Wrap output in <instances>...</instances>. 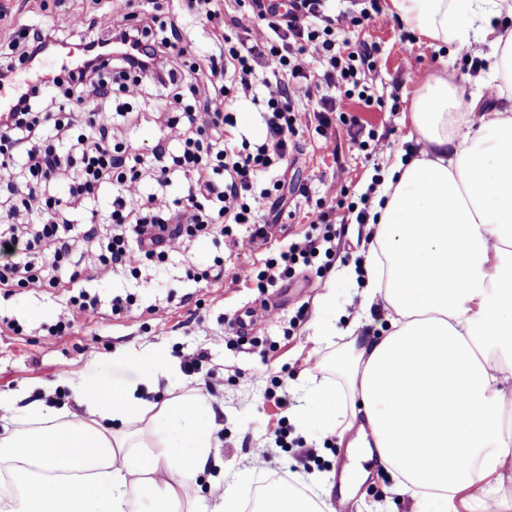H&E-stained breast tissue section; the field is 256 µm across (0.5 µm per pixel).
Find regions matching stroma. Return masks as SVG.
Wrapping results in <instances>:
<instances>
[{"instance_id":"1","label":"stroma","mask_w":512,"mask_h":512,"mask_svg":"<svg viewBox=\"0 0 512 512\" xmlns=\"http://www.w3.org/2000/svg\"><path fill=\"white\" fill-rule=\"evenodd\" d=\"M7 16L0 21V35L11 36L20 24L45 16L60 29H67L71 15H90L102 10L101 0H0ZM352 45H376V67L367 83L379 107L367 110L356 101L342 104L356 115L365 131L373 132L378 145L362 149L345 126L336 129V152L320 148L321 137L310 121H303L297 146L282 178L278 204L267 206L273 219L271 238L247 248L226 246L214 235L191 242L185 252L170 256L161 269L143 271L141 278L114 275L87 282L86 288L99 300L98 311L82 314L75 328L65 336L45 335L42 327L68 315L61 290L25 288L0 296V318L23 323L26 333L14 335L0 325V392L27 387L32 398L61 407L68 402L69 387L94 376L115 373L113 354L134 349L162 351L177 370L174 378H159L151 401L161 403L187 394L189 380L179 365L183 355L202 351L207 384L196 390L211 404L219 423L214 433L218 443L213 454L219 460L225 490L237 489L244 472L252 474L253 490L270 483L291 481L299 476L339 483L348 464L347 448L337 435L325 432L317 422L301 423L274 399L297 397L312 381L335 385L340 396L348 390L343 375L336 371L337 355L345 353L348 339L334 338L315 346L312 341L317 308L324 296H331L342 317L340 327L356 325L358 334L378 335L388 327L383 309L362 313V282H342L331 287L336 271L344 267L363 268L368 248L364 225L347 210H337L335 243L341 256L333 267L317 270L296 267L292 276L269 288H256L249 278L270 254L302 241L315 219L316 202L327 183L337 182L349 191L350 200L375 193L383 172L398 150L412 148L410 112L414 96L424 77L442 72L468 94L480 95L483 103H500L496 83L484 82L487 68H472L461 48L438 50L424 38L398 22L375 19L353 28ZM130 107L139 114L138 126L128 137L140 153H150L160 136L158 100H134ZM224 259V275L211 283H197L188 275L190 266L202 267L214 256ZM135 294L143 315L113 319L108 315L111 300ZM272 298L277 308L272 320L258 330V344L235 342L237 322L262 300ZM288 429L287 447H279L273 431ZM267 454L265 468L254 469L259 454ZM366 470L365 481L351 490L349 512H410L413 500L397 480L378 465L359 460Z\"/></svg>"}]
</instances>
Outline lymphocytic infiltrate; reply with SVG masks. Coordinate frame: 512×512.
Listing matches in <instances>:
<instances>
[{
    "label": "lymphocytic infiltrate",
    "mask_w": 512,
    "mask_h": 512,
    "mask_svg": "<svg viewBox=\"0 0 512 512\" xmlns=\"http://www.w3.org/2000/svg\"><path fill=\"white\" fill-rule=\"evenodd\" d=\"M363 2L359 11L336 13L327 9V0H288L284 12L276 0H180V9L209 26L210 49L191 63L173 53L169 38H154V29L165 25L155 11L134 14L119 0H110L94 17L73 16L71 28L83 33L73 46L53 24L21 25V63L73 52L83 68L78 76L54 79L53 90L65 101L58 110H38L43 90L37 85L17 97L11 111L0 112V218L8 220L0 244L21 246L24 253L21 260L0 264V292L64 288L70 314L47 329L48 335L64 336L74 327V314L98 306L79 291L81 279L106 278L117 270L136 276L145 267H160L191 237L218 232L241 248L267 238L269 226L261 218L281 187L272 174L288 162L301 113L312 114L321 147L330 151L337 90L356 86L365 108L376 104L359 78L360 69H373L374 48L336 41L378 8V0ZM116 87L124 102L142 98L151 87L161 90L164 134L150 154L138 153L101 108ZM189 95L197 106L185 105ZM237 100L259 106L265 125L260 141L230 137L237 119L228 104ZM124 102L116 113L135 125L138 115ZM176 173L188 186L172 202L165 189ZM149 180L156 191H146ZM107 188L116 193L104 219L110 235L100 236L96 224L85 225V238L98 242L96 258L60 280L58 270L71 259L66 229ZM332 216V210L319 214L317 237L266 259L255 273L258 287L287 277L298 264L332 256ZM239 224L249 225L247 239L233 238Z\"/></svg>",
    "instance_id": "1"
}]
</instances>
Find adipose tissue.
I'll list each match as a JSON object with an SVG mask.
<instances>
[{
  "label": "adipose tissue",
  "mask_w": 512,
  "mask_h": 512,
  "mask_svg": "<svg viewBox=\"0 0 512 512\" xmlns=\"http://www.w3.org/2000/svg\"><path fill=\"white\" fill-rule=\"evenodd\" d=\"M410 31L440 47L484 44L491 73L512 76V0H388ZM419 157L396 156L368 222L367 303L384 301L388 328L353 336L342 366L362 447L415 501L467 495L497 512L488 483L512 446L502 415L512 384V109L465 97L447 75L422 82L410 115ZM120 370L72 386L82 418L0 392V479L14 493L0 512H242L243 497L197 479L214 437L202 397L155 405L146 390L173 365L158 352L123 351ZM147 420L138 449L132 420ZM279 482L259 512H326Z\"/></svg>",
  "instance_id": "1"
}]
</instances>
